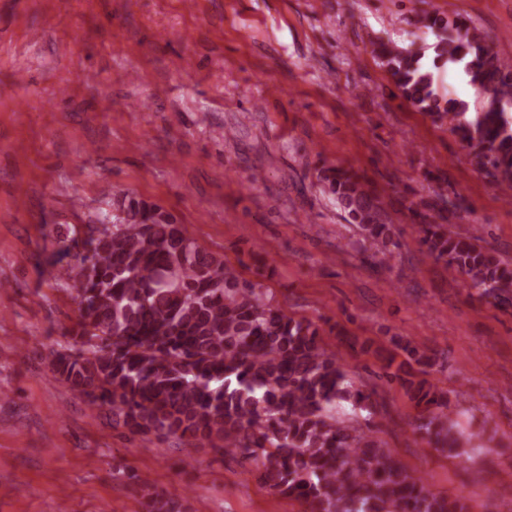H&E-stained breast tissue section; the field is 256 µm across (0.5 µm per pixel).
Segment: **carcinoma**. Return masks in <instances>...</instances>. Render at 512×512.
<instances>
[{"instance_id": "obj_1", "label": "carcinoma", "mask_w": 512, "mask_h": 512, "mask_svg": "<svg viewBox=\"0 0 512 512\" xmlns=\"http://www.w3.org/2000/svg\"><path fill=\"white\" fill-rule=\"evenodd\" d=\"M434 62L463 64L474 86L493 97L474 115L447 98L423 66L424 52L382 42L381 64L401 96L472 149L474 165L500 188L512 189V61L495 53L481 32L441 26ZM336 205L385 256L395 245L387 206L354 167L322 170ZM409 201L426 253L468 287L512 306V268L448 223L460 208L439 195L437 214ZM121 216L90 237L92 250L58 270L77 305L74 343L50 350L52 368L80 398L108 405L130 430L158 437L188 434L200 444L224 441V453L254 464L257 479L307 504L310 512H467L464 497L433 491L424 479L372 440L361 426L337 418L338 400L363 409L321 328L273 306L262 288L240 277L220 256L188 236L172 214L133 194ZM414 363L386 374L415 402L418 429L450 458L474 436L451 416L446 393L423 371L431 359L409 350ZM145 512H184L181 501L147 495Z\"/></svg>"}]
</instances>
